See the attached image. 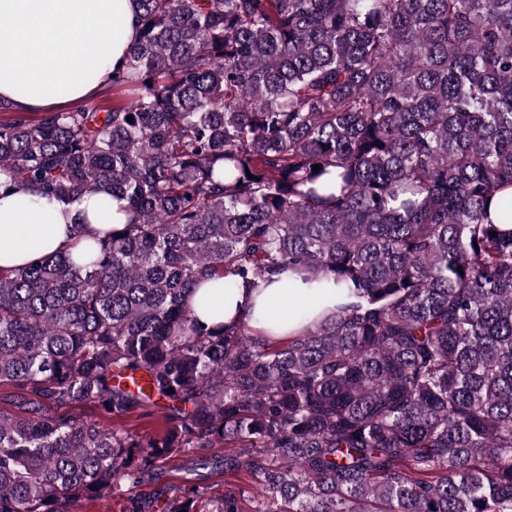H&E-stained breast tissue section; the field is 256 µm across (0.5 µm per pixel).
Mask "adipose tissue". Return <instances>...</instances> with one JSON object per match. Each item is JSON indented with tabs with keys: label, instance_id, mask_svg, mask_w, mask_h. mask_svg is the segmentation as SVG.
<instances>
[{
	"label": "adipose tissue",
	"instance_id": "ef3b65f1",
	"mask_svg": "<svg viewBox=\"0 0 512 512\" xmlns=\"http://www.w3.org/2000/svg\"><path fill=\"white\" fill-rule=\"evenodd\" d=\"M138 14L137 0H0V101L34 115L90 99L134 43ZM89 32L95 41H86ZM84 215L95 230L126 221L118 208L101 210L93 196L48 201L22 189L0 198V269L68 250L72 228ZM191 304L204 324L243 319L283 340L331 318L337 298L333 283H305L288 271L278 281L243 284L222 298L202 284Z\"/></svg>",
	"mask_w": 512,
	"mask_h": 512
}]
</instances>
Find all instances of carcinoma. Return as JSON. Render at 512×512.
<instances>
[{"instance_id": "carcinoma-1", "label": "carcinoma", "mask_w": 512, "mask_h": 512, "mask_svg": "<svg viewBox=\"0 0 512 512\" xmlns=\"http://www.w3.org/2000/svg\"><path fill=\"white\" fill-rule=\"evenodd\" d=\"M138 8L132 102L0 121L1 193L128 216L0 271V512H151L149 469L215 443L254 512H512V0ZM287 270L346 294L288 341L189 304ZM164 401L154 434L66 413Z\"/></svg>"}]
</instances>
